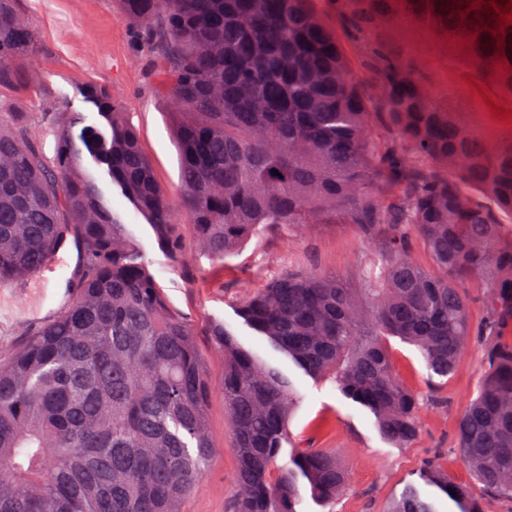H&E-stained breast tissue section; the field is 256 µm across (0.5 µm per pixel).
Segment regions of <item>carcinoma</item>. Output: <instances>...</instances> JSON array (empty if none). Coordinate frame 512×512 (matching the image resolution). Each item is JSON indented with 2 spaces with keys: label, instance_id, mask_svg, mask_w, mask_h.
<instances>
[{
  "label": "carcinoma",
  "instance_id": "cac0c4a2",
  "mask_svg": "<svg viewBox=\"0 0 512 512\" xmlns=\"http://www.w3.org/2000/svg\"><path fill=\"white\" fill-rule=\"evenodd\" d=\"M117 2L151 43L161 90L181 101L180 184L174 196L161 186L122 104L100 85L85 88L98 124L50 108L38 129L22 112L0 113V286L37 276L69 242L78 255L68 299L0 356V512H182L215 452L203 332L224 353L235 512H302L304 493L330 504L349 480L319 448L283 455L301 392L226 323L201 329L169 304L109 206L104 172L178 264V209L216 262L279 226L385 232L378 263L359 272L365 287L282 272L237 315L304 374L335 382L399 448L418 437L424 399L398 377L388 340L416 347L430 375L446 378L480 338L488 368L455 444L480 493L433 461L422 479L454 512L512 502V123L484 128L441 109L412 62L376 51L387 137L374 135L340 39L309 0ZM336 15L363 43L384 24L431 29L436 52L489 85L512 117V0H336ZM34 49L16 0H0V87L21 79ZM416 242L433 268L415 261ZM473 282L487 291L477 326L465 294ZM391 512L437 510L408 485Z\"/></svg>",
  "mask_w": 512,
  "mask_h": 512
}]
</instances>
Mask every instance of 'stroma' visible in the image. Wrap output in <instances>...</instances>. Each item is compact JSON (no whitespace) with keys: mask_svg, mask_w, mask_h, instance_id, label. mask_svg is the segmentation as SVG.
Masks as SVG:
<instances>
[{"mask_svg":"<svg viewBox=\"0 0 512 512\" xmlns=\"http://www.w3.org/2000/svg\"><path fill=\"white\" fill-rule=\"evenodd\" d=\"M16 6L32 27L36 55L26 65L27 82L0 88V112H24L37 122L52 106L83 113L93 121L97 114L84 88L89 83L106 87L123 104L158 181L175 191L179 161L172 106L157 90L152 53L135 41L131 27L119 16L116 0H16ZM373 39L394 52H411L428 75V89L440 107L474 112L483 120L494 116L496 95L466 85L462 72L450 70L447 58L434 53L427 31L396 23L379 28ZM131 229L173 306L201 326L212 320L230 324L244 347L270 362L275 354L236 314L239 299L285 269L315 270L341 278L349 287H361L359 270L383 246L381 238L364 236L351 224L280 227L219 267L200 254L186 225L184 251L192 266L187 272L158 249L143 220H135ZM76 263L77 252L67 245L36 278L0 287L1 355L52 315L66 295L65 280ZM198 343L212 382L209 424L216 452L183 509L232 512L237 458L221 392L224 355L208 336H199ZM390 345L394 368L404 384L427 400L419 416L420 436L407 448L384 441L374 416L346 399L333 383L306 376L291 364L283 366L304 395L290 423L293 444H310L335 455L350 473L335 512H386L408 483L418 481L430 459L457 481L472 480L452 444L458 418L475 397L484 373L480 348L469 345L455 374L444 381L429 375L414 347L396 339Z\"/></svg>","mask_w":512,"mask_h":512,"instance_id":"1","label":"stroma"}]
</instances>
